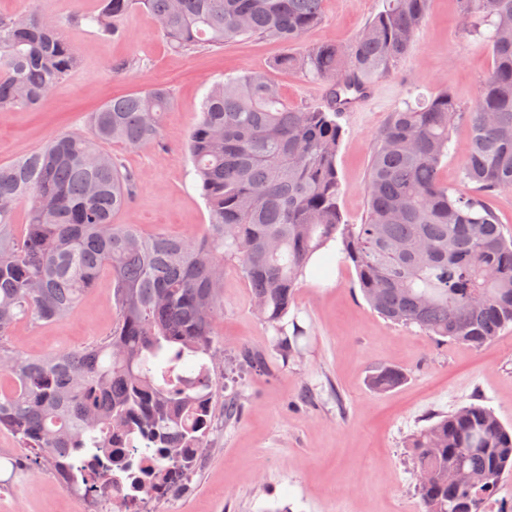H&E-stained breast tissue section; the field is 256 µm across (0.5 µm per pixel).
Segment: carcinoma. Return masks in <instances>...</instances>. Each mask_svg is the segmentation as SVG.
<instances>
[{
    "instance_id": "obj_1",
    "label": "carcinoma",
    "mask_w": 512,
    "mask_h": 512,
    "mask_svg": "<svg viewBox=\"0 0 512 512\" xmlns=\"http://www.w3.org/2000/svg\"><path fill=\"white\" fill-rule=\"evenodd\" d=\"M458 2L463 32L488 45L494 67L468 107L444 87L392 112L376 136L361 224L348 223L339 205L336 105L411 52L431 0H384L349 43L277 61L329 83L324 106L289 105L266 74L227 77L210 89L188 140L209 211L197 236H147L114 223L138 175L102 146L160 142L172 105L164 83L105 103L86 132L0 164V431L49 466L62 448L105 452L137 440L160 468L170 448L207 447L224 270L232 265L248 282L286 367L304 335L288 318L296 289L321 269L311 258L333 246L383 319L439 341L493 343L512 324V237L486 202L512 189V0ZM135 10L172 49L186 51L256 36L291 45L322 21L323 0H101L88 20L111 32ZM77 66L50 16L0 17V109L34 108ZM462 119L471 137L464 188L452 192L440 168ZM105 271L116 310L108 336L43 356L8 341L21 321L70 314ZM240 358L268 371L257 351L245 348ZM400 379L383 368L373 383L389 388ZM428 421L406 442L414 475H431L417 484L425 512H486L512 475V428L477 403ZM450 469L467 480L448 483Z\"/></svg>"
}]
</instances>
